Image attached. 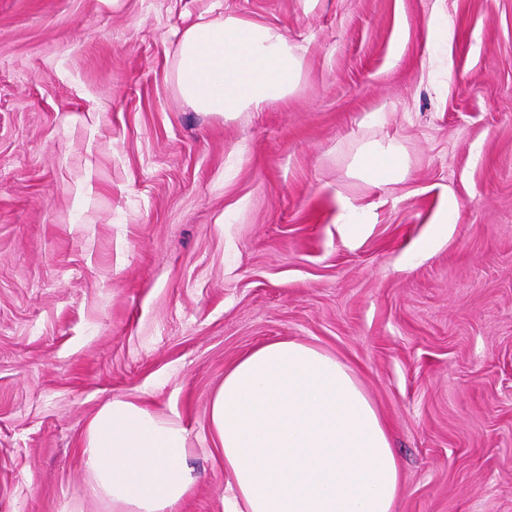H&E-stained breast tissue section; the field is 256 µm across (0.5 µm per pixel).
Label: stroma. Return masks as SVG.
I'll return each instance as SVG.
<instances>
[{"label": "stroma", "mask_w": 512, "mask_h": 512, "mask_svg": "<svg viewBox=\"0 0 512 512\" xmlns=\"http://www.w3.org/2000/svg\"><path fill=\"white\" fill-rule=\"evenodd\" d=\"M224 15L299 47L288 97H181L182 32ZM376 143L400 183L360 174ZM282 337L354 369L396 512H512V0H0V512H113L83 448L115 398L184 429L178 512H224L208 399Z\"/></svg>", "instance_id": "obj_1"}]
</instances>
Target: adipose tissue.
Instances as JSON below:
<instances>
[{"instance_id":"adipose-tissue-1","label":"adipose tissue","mask_w":512,"mask_h":512,"mask_svg":"<svg viewBox=\"0 0 512 512\" xmlns=\"http://www.w3.org/2000/svg\"><path fill=\"white\" fill-rule=\"evenodd\" d=\"M175 82L199 112L262 111L296 88L302 57L278 28L229 15L181 35ZM359 167L380 188L403 163L389 147ZM224 452V512H394L401 470L389 429L336 355L279 338L241 355L208 402ZM184 431L121 398L87 426L84 457L93 496L116 512H176L195 479Z\"/></svg>"}]
</instances>
